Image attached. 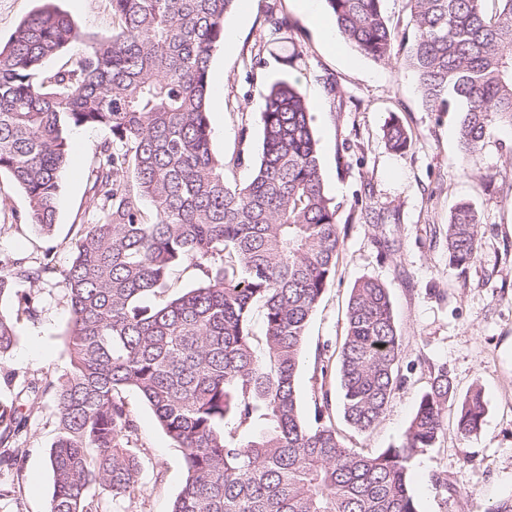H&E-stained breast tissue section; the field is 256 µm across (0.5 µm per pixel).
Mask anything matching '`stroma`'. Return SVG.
<instances>
[{
    "instance_id": "1",
    "label": "stroma",
    "mask_w": 512,
    "mask_h": 512,
    "mask_svg": "<svg viewBox=\"0 0 512 512\" xmlns=\"http://www.w3.org/2000/svg\"><path fill=\"white\" fill-rule=\"evenodd\" d=\"M58 6L82 38L47 61L50 71L82 53L84 36L108 35L113 27L109 0H58ZM270 13L287 18L286 35L271 32L265 22ZM224 29L228 41L215 51L209 71V121L212 149L224 159L227 182L247 180L259 159L256 118L270 84L289 77L317 103L312 126L325 187L340 219L342 248L310 320L296 377L304 418L312 419L321 391L339 390L333 354L344 334L354 282L379 279L389 290L400 334L404 382L382 419L365 433L347 426L339 405H332L336 428L347 447L372 454L399 444L437 370L447 371L457 395L481 386L488 404L481 433L462 437L454 416H447L434 448L413 456L410 468L420 512H487L512 497V127L494 130L480 153L462 161L459 115L428 111L415 74L401 63L404 44L395 45L386 64L343 40L330 49L294 0H239ZM290 54L296 61L288 69L283 59ZM393 116L413 139L400 154L384 140V124ZM104 137L93 128L70 132L73 152L62 173L51 233L26 220L24 193L8 174H0V200L8 206L0 213V260L35 265L48 250L54 264L34 288L37 318H20V339L0 360L1 402L15 401L23 387L57 379L67 367L70 307L61 272L81 225L103 215L90 192V171ZM462 199L481 221L477 257L463 274L449 266L446 242L450 212ZM362 200L383 212L385 223H364ZM320 346L332 354L323 371L314 365ZM126 400L138 423L134 448L143 461L141 492L116 503L98 488L94 500L101 512H170L186 476L181 450L137 392H127ZM20 409L28 418L16 439L24 460L20 470H0V512H44L53 491L46 456L57 435L55 407L45 398ZM437 472L447 475V488L435 484Z\"/></svg>"
}]
</instances>
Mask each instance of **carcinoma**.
I'll return each instance as SVG.
<instances>
[{
	"instance_id": "1",
	"label": "carcinoma",
	"mask_w": 512,
	"mask_h": 512,
	"mask_svg": "<svg viewBox=\"0 0 512 512\" xmlns=\"http://www.w3.org/2000/svg\"><path fill=\"white\" fill-rule=\"evenodd\" d=\"M238 0H110L118 28L87 37L70 67L45 62L79 38L69 16L45 0L0 45V172L23 190L30 223L49 232L68 162L69 131L103 130L90 192L107 203L88 224L63 271L71 308L64 373L26 388L49 397L58 435L47 466L53 493L45 512H98L91 492L112 500L141 490L138 431L123 392L135 390L167 437L182 449L185 482L171 512H419L409 462L434 447L445 416L470 437L487 403L476 387L457 396L441 370L421 396L401 443L364 454L343 443L325 415L329 393L305 422L296 390L308 322L341 248L336 205L320 167L312 107L297 83L271 84L258 121L262 151L245 182L230 186L214 154L208 119L209 68L224 42V19ZM343 38L379 62L398 34L383 0H325ZM413 32L404 64L430 111L463 104V158L491 130L512 126V0H407ZM395 153L411 146L396 118L385 125ZM448 265L465 272L480 246V221L458 203L447 227ZM0 273V301L38 313L31 285L51 270ZM194 284L157 304L174 271ZM262 314V337L251 325ZM338 400L356 432L372 429L402 384L400 335L388 288L363 277L346 307ZM18 320L0 310V358L18 343ZM257 421L248 440L235 432ZM26 417L0 403V443ZM23 450L0 452V468L20 469Z\"/></svg>"
}]
</instances>
